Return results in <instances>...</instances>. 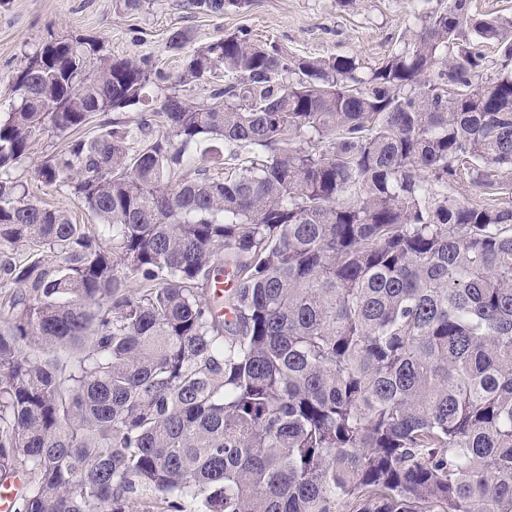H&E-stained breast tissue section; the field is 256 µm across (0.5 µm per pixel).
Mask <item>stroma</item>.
<instances>
[{
  "label": "stroma",
  "mask_w": 512,
  "mask_h": 512,
  "mask_svg": "<svg viewBox=\"0 0 512 512\" xmlns=\"http://www.w3.org/2000/svg\"><path fill=\"white\" fill-rule=\"evenodd\" d=\"M410 0H250L247 7L206 14L188 8L187 0H144L126 7L124 0H6L0 6V113L14 98L11 75L26 53L50 38L90 37L115 56L149 58L158 70L176 75L180 59L168 46L171 31H188L194 44L223 39L245 28L254 38L278 42L296 55L357 56L364 68L375 67L400 45L411 26ZM52 128L36 131L26 158L14 174L31 200L69 210L74 223L93 224L95 216L75 198L40 182L36 170L61 146Z\"/></svg>",
  "instance_id": "obj_1"
}]
</instances>
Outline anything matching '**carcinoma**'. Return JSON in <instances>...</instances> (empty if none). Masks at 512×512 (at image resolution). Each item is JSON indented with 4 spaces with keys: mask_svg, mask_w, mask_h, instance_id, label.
<instances>
[{
    "mask_svg": "<svg viewBox=\"0 0 512 512\" xmlns=\"http://www.w3.org/2000/svg\"><path fill=\"white\" fill-rule=\"evenodd\" d=\"M415 2L367 73L176 30L150 118L88 135L167 77L92 38L26 54L0 116V253L26 254L0 283L23 288L0 320L17 512H512V203L448 193L512 170V16ZM46 125L66 142L37 176L91 228L12 175Z\"/></svg>",
    "mask_w": 512,
    "mask_h": 512,
    "instance_id": "carcinoma-1",
    "label": "carcinoma"
}]
</instances>
